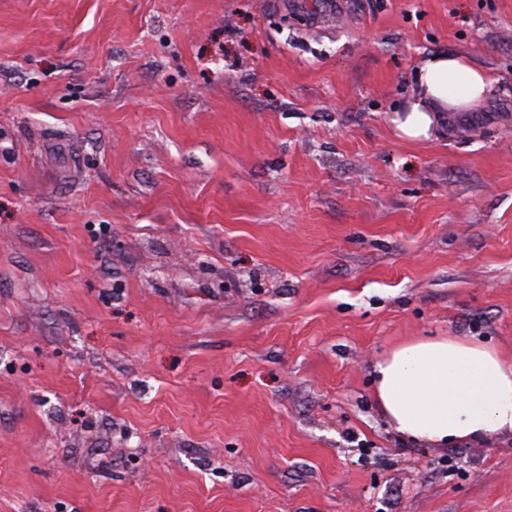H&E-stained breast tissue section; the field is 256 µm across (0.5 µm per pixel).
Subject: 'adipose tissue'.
Returning a JSON list of instances; mask_svg holds the SVG:
<instances>
[{"mask_svg": "<svg viewBox=\"0 0 512 512\" xmlns=\"http://www.w3.org/2000/svg\"><path fill=\"white\" fill-rule=\"evenodd\" d=\"M492 80L469 59L438 51L417 71V89L397 127L429 138L448 113L484 101ZM377 402L404 439L433 446L483 443L512 434V362L489 344L429 336L395 346L374 368Z\"/></svg>", "mask_w": 512, "mask_h": 512, "instance_id": "obj_1", "label": "adipose tissue"}]
</instances>
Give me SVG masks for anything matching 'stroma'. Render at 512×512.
Wrapping results in <instances>:
<instances>
[{"instance_id":"1","label":"stroma","mask_w":512,"mask_h":512,"mask_svg":"<svg viewBox=\"0 0 512 512\" xmlns=\"http://www.w3.org/2000/svg\"><path fill=\"white\" fill-rule=\"evenodd\" d=\"M0 0V512H512V436L372 368L512 360V0ZM495 77L411 141L430 53ZM373 373L377 402L406 440L448 446L512 435V362L483 341L408 340Z\"/></svg>"}]
</instances>
